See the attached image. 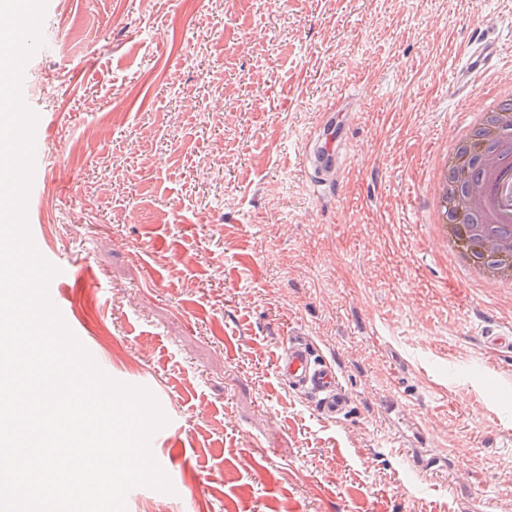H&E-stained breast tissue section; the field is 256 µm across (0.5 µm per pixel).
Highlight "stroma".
I'll return each mask as SVG.
<instances>
[{"label": "stroma", "instance_id": "stroma-1", "mask_svg": "<svg viewBox=\"0 0 512 512\" xmlns=\"http://www.w3.org/2000/svg\"><path fill=\"white\" fill-rule=\"evenodd\" d=\"M41 33L27 222L86 350L174 426L171 491L126 512H512V353L484 339L512 287L431 226L435 157L512 85V0H53ZM291 336L335 366L336 420L279 377ZM340 111L327 113L320 127L318 138L317 163L323 170H335L340 158L341 143L344 140L343 126L339 120Z\"/></svg>", "mask_w": 512, "mask_h": 512}]
</instances>
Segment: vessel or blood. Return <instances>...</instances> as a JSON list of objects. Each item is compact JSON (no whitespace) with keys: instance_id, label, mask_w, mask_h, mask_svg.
Masks as SVG:
<instances>
[{"instance_id":"b4317fda","label":"vessel or blood","mask_w":512,"mask_h":512,"mask_svg":"<svg viewBox=\"0 0 512 512\" xmlns=\"http://www.w3.org/2000/svg\"><path fill=\"white\" fill-rule=\"evenodd\" d=\"M342 141L343 126L338 114H326L318 138L317 163L321 169H335ZM278 373L293 390L309 394L323 418L333 419L343 413L346 403L336 369L326 361L317 360L309 344L289 340L278 359Z\"/></svg>"}]
</instances>
